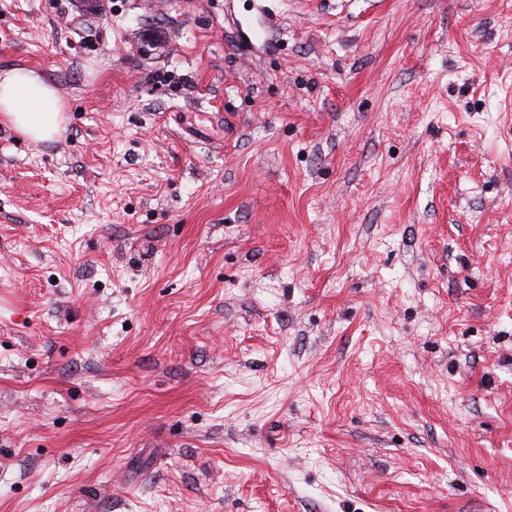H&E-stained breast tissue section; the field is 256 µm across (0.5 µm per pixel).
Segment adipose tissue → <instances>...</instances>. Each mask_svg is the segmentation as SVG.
Instances as JSON below:
<instances>
[{"label":"adipose tissue","mask_w":512,"mask_h":512,"mask_svg":"<svg viewBox=\"0 0 512 512\" xmlns=\"http://www.w3.org/2000/svg\"><path fill=\"white\" fill-rule=\"evenodd\" d=\"M65 104L57 91L30 70L0 74V120L30 141L53 139L65 123Z\"/></svg>","instance_id":"ef3b65f1"}]
</instances>
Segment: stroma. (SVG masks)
<instances>
[{
  "mask_svg": "<svg viewBox=\"0 0 512 512\" xmlns=\"http://www.w3.org/2000/svg\"><path fill=\"white\" fill-rule=\"evenodd\" d=\"M0 512H512V0H0ZM65 104L57 91L30 70L0 74V120L34 143L53 139L63 129Z\"/></svg>",
  "mask_w": 512,
  "mask_h": 512,
  "instance_id": "1",
  "label": "stroma"
}]
</instances>
